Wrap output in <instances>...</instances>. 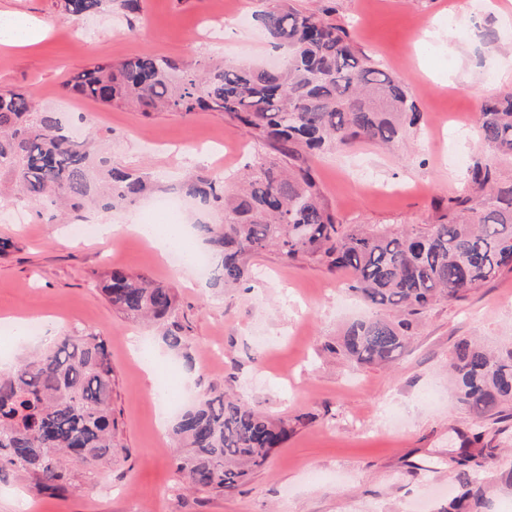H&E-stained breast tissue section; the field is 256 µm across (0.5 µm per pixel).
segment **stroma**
<instances>
[{
  "label": "stroma",
  "instance_id": "obj_1",
  "mask_svg": "<svg viewBox=\"0 0 512 512\" xmlns=\"http://www.w3.org/2000/svg\"><path fill=\"white\" fill-rule=\"evenodd\" d=\"M121 0L70 24L55 0H0V16L34 21L46 36L25 48L0 46V88L30 90L57 113L65 133L116 167L148 174L171 196L191 172L189 147L206 138L224 145L223 177L233 184L245 164L272 156L219 112L150 116L69 95L65 83L93 62L142 52L181 62L275 58L258 14L294 8L346 30L356 50L407 84L421 122L390 147L358 142L306 157L330 208L344 224L400 231L436 223L438 200L468 193V168L488 154L479 113L512 93V0ZM0 318L52 319L61 336H100L112 362L114 451L77 464L66 491L39 487L21 470L0 473V512L19 502L33 512H442L459 492L457 458L474 452V476L487 488L489 512H512V417L479 421L459 407L448 358L465 338L498 348L512 343V269L466 298L435 305L412 322L410 343L387 366H356L326 350L345 325L368 310L348 289L349 272L331 273L272 250L253 255L251 274L234 288L197 279L168 263L141 237L101 233L85 242L75 224L217 223L218 212L193 205L175 215L151 198L110 213L81 211L50 220L37 202L0 184ZM23 211L24 223L11 219ZM171 287L186 334L181 352L152 327L114 309L98 283L112 268ZM224 340V361L208 345ZM151 346L142 364L136 343ZM175 368L185 405L224 393L292 422L288 440L266 466L231 492L188 488L174 472L176 445L160 428L151 396Z\"/></svg>",
  "mask_w": 512,
  "mask_h": 512
}]
</instances>
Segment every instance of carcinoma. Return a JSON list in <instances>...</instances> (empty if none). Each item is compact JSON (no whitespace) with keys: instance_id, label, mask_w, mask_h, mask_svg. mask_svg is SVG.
Instances as JSON below:
<instances>
[{"instance_id":"obj_1","label":"carcinoma","mask_w":512,"mask_h":512,"mask_svg":"<svg viewBox=\"0 0 512 512\" xmlns=\"http://www.w3.org/2000/svg\"><path fill=\"white\" fill-rule=\"evenodd\" d=\"M103 0H57L75 23ZM280 66L257 68L203 61L184 66L167 56L134 55L94 63L64 84L66 91L103 105L161 112H222L254 139L273 142L279 157L255 163L241 186L196 174L183 190L224 211V223L198 224L209 246L210 280L232 286L247 280V256L268 248L288 261L308 260L348 271L351 290L371 314L352 322L330 351L358 365L382 366L409 344L412 317L440 301H457L508 266L512 254V181L489 164L470 171L475 190H489L480 208L470 196L450 201L436 224L407 231L343 225L310 170L297 164L307 151L357 141L390 144L421 120L407 85L359 57L345 30L314 13L277 9L261 14ZM487 147L512 157V94L484 104L479 118ZM95 168L90 153L63 132L51 112H39L27 91H0V177L27 197L74 211L110 212L154 189L145 175ZM102 291L123 314L162 327L172 351L185 345L173 320L172 289L115 268ZM457 402L477 419L502 420L512 406V347L490 352L462 340L451 356ZM112 366L93 334L59 337L31 358L0 372V469L28 472L37 484L64 490L72 476L64 457L89 463L112 456ZM187 451L175 459L179 479L197 490L235 489L288 440V422L245 402L205 395L173 428ZM473 455L457 461L461 495L448 512H485L486 492L467 472Z\"/></svg>"}]
</instances>
